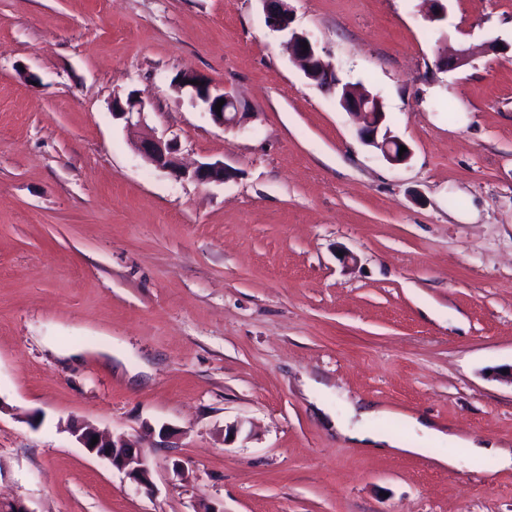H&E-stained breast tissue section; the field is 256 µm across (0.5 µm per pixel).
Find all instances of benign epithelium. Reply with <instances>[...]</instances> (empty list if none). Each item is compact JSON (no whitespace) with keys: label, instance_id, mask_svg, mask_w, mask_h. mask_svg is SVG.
<instances>
[{"label":"benign epithelium","instance_id":"7a95c632","mask_svg":"<svg viewBox=\"0 0 512 512\" xmlns=\"http://www.w3.org/2000/svg\"><path fill=\"white\" fill-rule=\"evenodd\" d=\"M268 27L280 33L286 39L288 54L296 60L305 77L320 87L339 90L336 73L323 62L315 43L303 33L291 28V11L277 8L287 0H262ZM470 63V52L466 48L454 54L440 55L436 65L444 71L461 69ZM177 91L189 90L195 101L204 105L205 111L213 122L221 127H234L238 124L247 104L241 99L213 89L210 81L192 71H183L175 79ZM224 101L221 110H215L218 101ZM340 106L348 112L358 115L361 126L359 136L367 145L379 149L386 160L392 164H403L411 156V151L399 153L405 142L390 132H381L385 119L382 103L379 98L357 91L339 101ZM146 101L136 94L126 100H112V115L125 122V128L139 132L133 142L135 150L154 167L167 171L179 178L191 179L199 184L224 182L233 177L232 169L222 162H204L193 168L182 164L178 156L177 144L174 140L146 130ZM68 430L85 450L98 458L107 460L112 468L124 473L148 494L153 492L150 466L145 458L140 442L133 438L111 439L96 429L82 423H71ZM97 443H92V439Z\"/></svg>","mask_w":512,"mask_h":512}]
</instances>
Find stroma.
Here are the masks:
<instances>
[{"instance_id":"stroma-1","label":"stroma","mask_w":512,"mask_h":512,"mask_svg":"<svg viewBox=\"0 0 512 512\" xmlns=\"http://www.w3.org/2000/svg\"><path fill=\"white\" fill-rule=\"evenodd\" d=\"M342 82L411 149L362 142L260 0H0V498L31 512H512V469L467 449L368 452L303 375L512 448V0H288ZM473 52L437 69L439 53ZM249 106L216 125L171 80ZM141 92L184 163L112 116ZM352 262H344V255ZM142 436L153 495L89 455ZM238 425L234 441L224 430ZM174 436L162 441L161 427ZM146 106V101L135 93L125 102L117 98L112 100V115L123 119L127 130L140 133L133 146L148 163L176 177L191 179L199 184L224 182L233 177V170L224 166L223 162H204L193 168L184 166L173 139L146 130Z\"/></svg>"}]
</instances>
